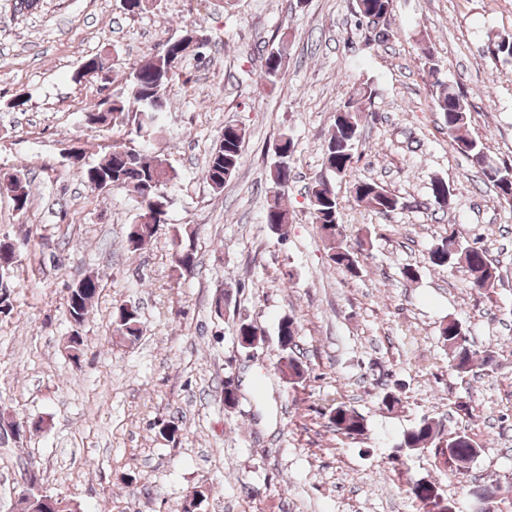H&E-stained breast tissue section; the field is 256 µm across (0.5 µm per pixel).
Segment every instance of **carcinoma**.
Wrapping results in <instances>:
<instances>
[{
    "instance_id": "cac0c4a2",
    "label": "carcinoma",
    "mask_w": 512,
    "mask_h": 512,
    "mask_svg": "<svg viewBox=\"0 0 512 512\" xmlns=\"http://www.w3.org/2000/svg\"><path fill=\"white\" fill-rule=\"evenodd\" d=\"M396 0H355L354 11L360 20L369 22L372 18L387 20L395 8ZM186 33V41L180 53L167 58L155 55L134 69L126 77V93L110 100L98 101L86 108L84 120L90 129L107 127L117 116L127 118V129L112 139L108 152L96 163H84L75 168L76 174L91 191L100 186L129 188L137 203L136 213L128 226L126 235L127 250L137 253L146 249L167 224V211L161 210L169 184L179 179L175 168L134 145L140 140L151 141L161 134L158 114L166 109L165 92L176 75L177 64L189 52L193 35ZM487 50L494 56L512 58V35H500L488 42ZM428 76L431 82L432 110L439 113L448 129L452 147L466 156L471 165L482 175L483 180L493 187L499 200L512 207V167L500 164L488 156L483 141L467 133L468 109L463 95L441 77L438 65L432 60L431 52H425ZM285 67L282 50L275 48L264 63L263 77L270 83L280 79ZM372 90L357 86L352 89L349 99L333 114V132L323 145V166L331 175L338 178L351 176L355 149L362 136L363 112L357 102L369 98ZM246 132L235 125L224 126L223 132L213 145L204 179L215 191L238 172ZM294 144L288 135H281L280 151L275 153V161L267 171V181L272 195L265 213V223L284 236L287 227L293 223V215L283 203L288 185L294 178L291 160ZM3 187L10 194L14 210L19 215L26 213L31 202V183L21 170L4 179ZM431 195L435 203L445 208L451 196L448 183L440 178L431 182ZM350 193L354 200L375 212L390 216L404 209V202L397 194L380 184L364 179L350 183ZM308 201L320 235L327 246L329 263L344 274L359 276L365 240L358 239L356 245L347 240L342 227L340 205L336 194L327 180L317 178L308 187ZM197 228L193 224H182L170 235L172 272L183 277L197 267L195 238ZM429 262L438 268L452 269L465 267L470 272V288L479 292L492 288L499 280V267L489 259L487 250L461 238L453 226H448L446 235L429 252ZM20 265L15 261L7 270L0 273V314L9 315L13 310L11 296L14 293V271ZM100 289V278L95 275L79 281L68 288L65 301L66 313L76 323L83 325L88 319L90 308ZM113 335L126 343H133L142 335V321L137 309L120 305L112 315ZM299 336L298 322L286 316L277 328V340L281 350L279 371L288 384L296 385L306 376L302 362L295 355ZM439 336L448 349V363L459 374L473 370L475 359L485 368H493L496 363L495 351L486 348L474 349L468 330L461 322L450 319L439 327ZM329 422L337 433L351 439L365 434L364 419L343 403L336 404L329 412ZM398 447L407 450H429L444 464L460 473L468 471L470 464L481 454L482 448L465 432L450 431L429 418H423L406 431ZM435 484L411 482L407 492L419 506L420 512H432L436 506Z\"/></svg>"
}]
</instances>
